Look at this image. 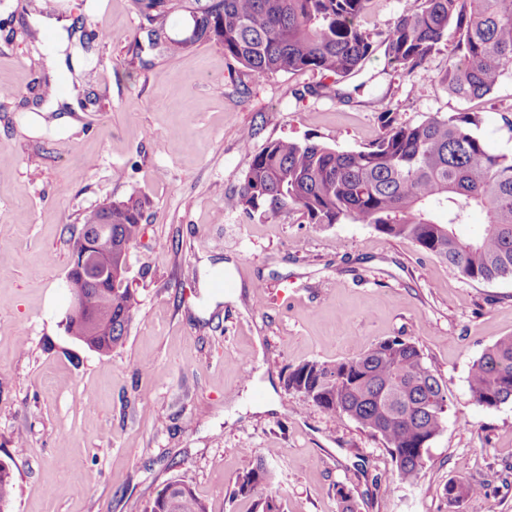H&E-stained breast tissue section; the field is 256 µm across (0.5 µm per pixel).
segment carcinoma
<instances>
[{"label":"carcinoma","mask_w":512,"mask_h":512,"mask_svg":"<svg viewBox=\"0 0 512 512\" xmlns=\"http://www.w3.org/2000/svg\"><path fill=\"white\" fill-rule=\"evenodd\" d=\"M161 24L178 11L190 25L181 37L154 41L162 55L180 54L212 41L224 54L259 77L311 71L346 78L374 53L358 19L370 0H136ZM453 43L441 82L461 99L486 96L512 71V0H419L399 15L382 44L389 63L406 73L423 65L444 43ZM476 113L433 116L408 125L396 113L380 116V132L367 146L340 152L311 140H274L248 156L238 191L242 210L300 215L308 224H369L393 238L409 239L447 263L463 278L491 282L512 277V157L489 153L473 128ZM487 222L474 239L461 240L453 226L468 222L473 209ZM141 200L97 207L85 213L72 251L88 247L102 269L118 268L121 254L92 236L108 218L112 241L137 239ZM71 289L91 299L88 320H72L68 333L99 354L124 342L136 306L129 285L72 280ZM286 385L323 411L355 421L381 438L399 478L411 482L423 467L431 441L447 420L450 403L440 378L416 345L397 337L338 363L307 362L288 373ZM470 397L497 408L512 402V336L488 346L470 367ZM271 473L263 461L243 472L238 492L252 494ZM13 474L0 462V510L13 494ZM478 488L451 480L448 501ZM146 512H206V505L180 480L166 483Z\"/></svg>","instance_id":"1"}]
</instances>
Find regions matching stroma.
Returning a JSON list of instances; mask_svg holds the SVG:
<instances>
[{"instance_id":"1","label":"stroma","mask_w":512,"mask_h":512,"mask_svg":"<svg viewBox=\"0 0 512 512\" xmlns=\"http://www.w3.org/2000/svg\"><path fill=\"white\" fill-rule=\"evenodd\" d=\"M418 0H371L359 24L380 40ZM42 0H0V461L7 512H145L179 479L207 512H253L237 478L266 460L283 512H512V403L469 394L474 359L512 336V277L468 282L409 240L372 226L254 215L238 204L248 154L273 140L360 149L381 113L415 125L474 112L476 135L512 155V74L463 100L440 77L447 51L403 74L376 51L340 97L304 94L310 72L260 77L217 44L174 56L148 45L136 0H58L83 63L48 66L23 25ZM71 82L68 129H32L42 82ZM144 203L129 254L128 334L103 355L66 331L71 229L86 211ZM224 265L230 289L211 276ZM393 337L414 342L452 404L414 482L380 438L289 391L297 366L336 363ZM480 494L449 502L448 481Z\"/></svg>"}]
</instances>
